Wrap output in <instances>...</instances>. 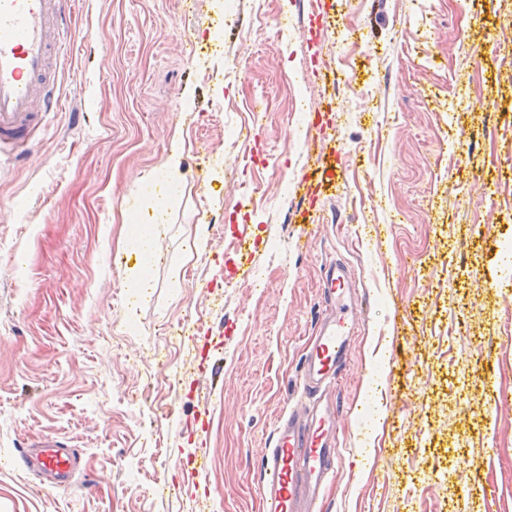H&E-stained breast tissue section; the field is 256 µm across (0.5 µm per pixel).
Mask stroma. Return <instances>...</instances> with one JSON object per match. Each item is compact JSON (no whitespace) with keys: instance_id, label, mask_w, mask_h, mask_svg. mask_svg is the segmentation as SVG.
<instances>
[{"instance_id":"1","label":"stroma","mask_w":512,"mask_h":512,"mask_svg":"<svg viewBox=\"0 0 512 512\" xmlns=\"http://www.w3.org/2000/svg\"><path fill=\"white\" fill-rule=\"evenodd\" d=\"M322 4L72 0L66 109L0 159V512H258L333 259L364 314L324 512H479L476 486L512 512V0ZM175 139L129 288L124 225ZM48 434L80 448L76 487L18 464ZM199 448L210 496L174 466ZM182 163V147L179 142L173 141L165 164L167 176L164 188L157 190L151 198L154 222L137 225L125 223L124 225L121 248L123 250L137 249L136 251L142 257V263L139 266L131 267L127 271L125 281L130 288H135L141 284L143 275L148 270L150 261L153 258L154 248L166 233L167 224H165L164 218L171 200L170 189L172 184L178 183ZM133 226L140 229L135 230ZM147 257H149V260H146Z\"/></svg>"}]
</instances>
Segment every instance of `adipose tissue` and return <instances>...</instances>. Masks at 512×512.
Listing matches in <instances>:
<instances>
[{
	"label": "adipose tissue",
	"instance_id": "1",
	"mask_svg": "<svg viewBox=\"0 0 512 512\" xmlns=\"http://www.w3.org/2000/svg\"><path fill=\"white\" fill-rule=\"evenodd\" d=\"M182 163V147L180 143H172L165 164L167 185L165 188L157 190L152 197L153 222L141 225L137 229L129 224L124 227V235L121 240L122 249L137 250L142 258L141 264L130 268L126 274L125 281L129 287L134 288L141 284L143 276L149 268L147 260L153 257L157 242L162 239L167 230L164 218L170 203V187L177 183Z\"/></svg>",
	"mask_w": 512,
	"mask_h": 512
}]
</instances>
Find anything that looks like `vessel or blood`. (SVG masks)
I'll list each match as a JSON object with an SVG mask.
<instances>
[{
  "label": "vessel or blood",
  "mask_w": 512,
  "mask_h": 512,
  "mask_svg": "<svg viewBox=\"0 0 512 512\" xmlns=\"http://www.w3.org/2000/svg\"><path fill=\"white\" fill-rule=\"evenodd\" d=\"M66 12L67 0H0V145L28 147L44 115L61 107L50 68L72 39ZM319 292L323 310L300 370L304 398L278 417L259 456L261 512H321L324 490L339 470V409L328 395L348 366L360 321L348 267L325 265ZM81 459L80 449L56 436L30 440L17 454L18 463L52 489L75 485ZM182 467L206 483V452Z\"/></svg>",
  "instance_id": "obj_1"
}]
</instances>
